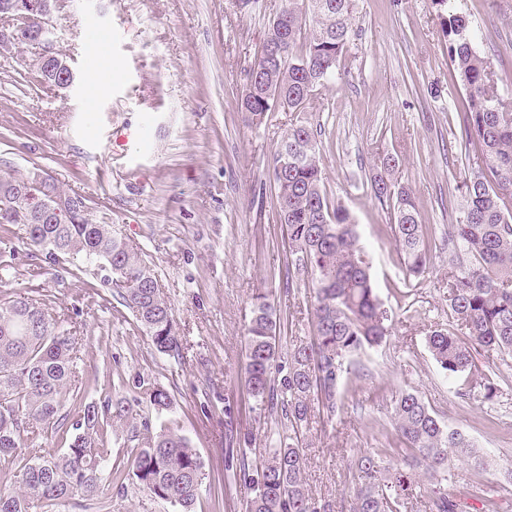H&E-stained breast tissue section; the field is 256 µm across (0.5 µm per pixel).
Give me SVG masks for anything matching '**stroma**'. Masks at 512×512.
I'll use <instances>...</instances> for the list:
<instances>
[{
    "instance_id": "stroma-1",
    "label": "stroma",
    "mask_w": 512,
    "mask_h": 512,
    "mask_svg": "<svg viewBox=\"0 0 512 512\" xmlns=\"http://www.w3.org/2000/svg\"><path fill=\"white\" fill-rule=\"evenodd\" d=\"M280 0H65L52 17L53 48L70 64L65 90L41 83L37 49L0 52V161L39 166L92 215L108 214L114 234L143 253L174 312L181 355L158 352L131 311L112 295L107 273L79 272L27 243L22 225L0 229V260L13 268L0 292L42 299L83 339L84 403L121 404L101 473L107 512H177L136 484L118 488L128 451L145 433L171 428L203 462L194 512H246L247 492L225 465V435L240 439L249 463H264L288 437L280 411L259 408L245 386V328L254 299L270 293L281 323L280 354L312 339L313 293L287 282L289 253L274 188H261L292 113L253 124L240 108L246 72ZM482 33L505 94L512 97V0H450ZM357 34L332 82L302 114L321 131L324 182L353 217L372 257V274L399 321L381 346L360 358L340 417L312 413L301 437L306 486L328 512H346L349 463L363 451L397 444L392 416L399 391L418 392L441 421L461 428L499 470L453 460L448 488L474 494L512 467V362L495 402L466 403L433 361L426 338L448 320V226L475 170L465 148V93L431 0H357ZM415 196L428 227L431 262L414 288L404 271L389 209L367 184L383 157ZM171 395L159 411L143 387Z\"/></svg>"
}]
</instances>
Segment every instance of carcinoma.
<instances>
[{
    "instance_id": "cac0c4a2",
    "label": "carcinoma",
    "mask_w": 512,
    "mask_h": 512,
    "mask_svg": "<svg viewBox=\"0 0 512 512\" xmlns=\"http://www.w3.org/2000/svg\"><path fill=\"white\" fill-rule=\"evenodd\" d=\"M356 0H281L264 43L286 45L270 59L260 51L246 74L241 109L261 123L269 112H302L336 78V64L355 35ZM448 56L465 90L463 113L467 144L474 148L477 175L465 186L456 223L448 225V325L433 330L427 348L457 394L492 402L501 387L494 379L496 361L512 358V103L498 93L491 62L478 50L479 34L458 14L443 17ZM274 94H268V89ZM318 132L297 120L281 137L268 167L276 191L275 210L288 234L293 274L314 294L315 339L288 352L281 414L299 434L313 404L332 419L342 411L340 392L353 358L382 344L395 315L381 301L370 258L349 211L328 197L318 148ZM398 159L386 156L369 175L373 197L388 206L391 230L401 255L405 281L426 270V225L419 220L410 187L394 178ZM32 187L31 172L0 167V192ZM38 194L51 193L63 207L44 224L18 213H0V226L21 224L29 244L53 259L77 261L94 256L112 270L116 293L161 353L181 345L172 307L142 254L112 233L108 217L89 214L86 199L65 192L54 179ZM246 387L260 404L272 403L273 366L279 358L276 309L269 294H259L246 325ZM77 337L49 308L29 296L0 300V472L20 464L16 483L0 487V512H33L76 497L84 508L97 504L100 471L106 461L104 426L125 407L82 404L78 386ZM490 364L480 370L475 353ZM150 403L165 409L169 391L148 384ZM74 407L76 433L61 452L34 448V440L57 432ZM393 429L400 445L392 452L409 466L425 464L445 471L456 456L491 469L493 463L459 429L445 426L414 391L398 394ZM307 457L299 440L288 438L269 449L264 464L250 468L237 459L248 491L247 512H319L303 478ZM353 491L348 512H400L416 492L412 473L394 468L382 453H362L349 464ZM203 463L196 449L174 430H162L131 450V479L150 497L192 512ZM465 492L436 487L431 512H462Z\"/></svg>"
}]
</instances>
